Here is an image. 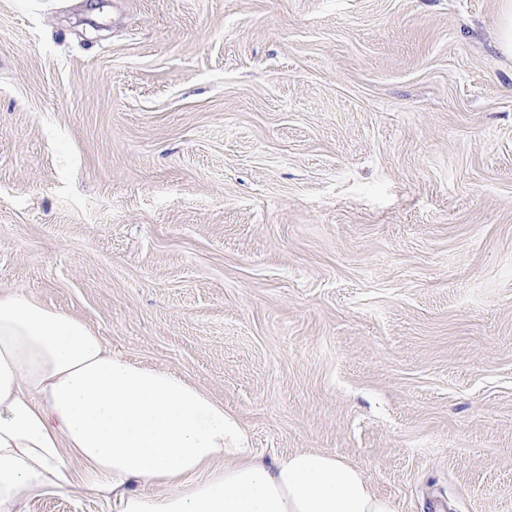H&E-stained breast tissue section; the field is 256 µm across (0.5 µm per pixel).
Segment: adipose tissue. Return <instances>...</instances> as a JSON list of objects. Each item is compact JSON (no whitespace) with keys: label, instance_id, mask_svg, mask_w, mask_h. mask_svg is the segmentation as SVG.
<instances>
[{"label":"adipose tissue","instance_id":"1","mask_svg":"<svg viewBox=\"0 0 512 512\" xmlns=\"http://www.w3.org/2000/svg\"><path fill=\"white\" fill-rule=\"evenodd\" d=\"M72 456L119 512H395L335 454L264 461L239 418L180 374L0 293V512L70 486Z\"/></svg>","mask_w":512,"mask_h":512}]
</instances>
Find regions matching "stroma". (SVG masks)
I'll return each mask as SVG.
<instances>
[{"instance_id":"1","label":"stroma","mask_w":512,"mask_h":512,"mask_svg":"<svg viewBox=\"0 0 512 512\" xmlns=\"http://www.w3.org/2000/svg\"><path fill=\"white\" fill-rule=\"evenodd\" d=\"M512 0H0V292L265 458L512 512ZM72 486L21 512H115Z\"/></svg>"}]
</instances>
